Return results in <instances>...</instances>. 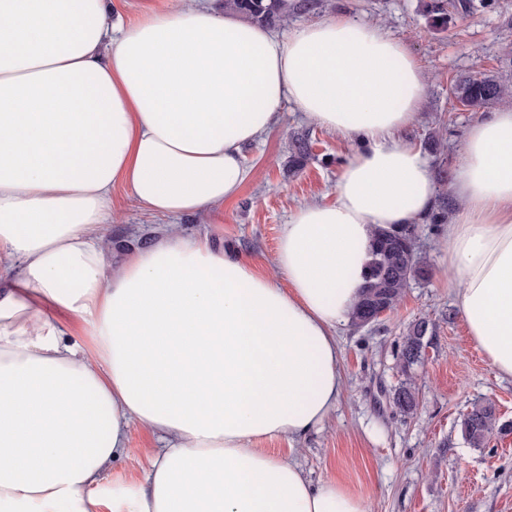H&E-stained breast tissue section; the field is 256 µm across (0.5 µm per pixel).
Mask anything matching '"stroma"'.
Listing matches in <instances>:
<instances>
[{"mask_svg": "<svg viewBox=\"0 0 512 512\" xmlns=\"http://www.w3.org/2000/svg\"><path fill=\"white\" fill-rule=\"evenodd\" d=\"M430 0H318L299 12L279 35L341 11L380 24L402 41L427 75L419 116L400 134L428 160L432 172L456 169L468 127L486 111L458 107L450 96L457 76L489 71L512 78V0H448V24L432 25ZM309 131L311 156L302 170L289 174L287 161L294 131ZM443 132L438 151L425 143ZM354 143L305 120L287 105L281 123L242 154L253 177L239 196L209 220L176 217L188 236L208 237L228 250L270 269L284 224L305 202L333 198L338 174ZM115 213L108 234L118 250L149 242L157 221L129 204L122 187L112 190ZM439 234L419 226L418 252L426 276L411 281L397 306L381 321L365 327L338 328L342 349L343 391L335 411L300 442L296 457L315 484L341 481L349 491L369 498L370 512H512V432L491 436L472 447L461 419L473 403L495 406L500 422L512 424V377L499 375L471 343L455 297L438 276ZM436 324L424 359L414 369L418 405L400 413L394 392L404 377L397 353L409 326L419 318ZM157 436L133 428L126 448L105 468L104 491L136 486L147 460L159 448Z\"/></svg>", "mask_w": 512, "mask_h": 512, "instance_id": "1", "label": "stroma"}]
</instances>
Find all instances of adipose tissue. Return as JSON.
I'll use <instances>...</instances> for the list:
<instances>
[{
    "label": "adipose tissue",
    "instance_id": "adipose-tissue-1",
    "mask_svg": "<svg viewBox=\"0 0 512 512\" xmlns=\"http://www.w3.org/2000/svg\"><path fill=\"white\" fill-rule=\"evenodd\" d=\"M427 75L378 24L288 37L173 0H0V512H369L312 486L296 446L334 410L375 230L421 221L437 186L396 133ZM295 105L358 147L330 202L298 206L268 274L184 235L253 172L244 145ZM168 217L113 262L112 187ZM439 245L473 345L512 377V108L472 125ZM162 446L139 486L99 491L132 426Z\"/></svg>",
    "mask_w": 512,
    "mask_h": 512
}]
</instances>
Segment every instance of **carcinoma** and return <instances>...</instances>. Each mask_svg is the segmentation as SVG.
<instances>
[{
    "instance_id": "cac0c4a2",
    "label": "carcinoma",
    "mask_w": 512,
    "mask_h": 512,
    "mask_svg": "<svg viewBox=\"0 0 512 512\" xmlns=\"http://www.w3.org/2000/svg\"><path fill=\"white\" fill-rule=\"evenodd\" d=\"M314 6L315 3L311 0L304 3H292L290 0H224V10L267 26L284 25L298 11L308 10ZM428 13L433 23L446 24L447 0H431ZM451 93L462 106L476 111L512 102V82L495 72L479 76H459L451 84ZM309 150L310 143L306 135H292L288 170H301L308 158ZM450 206L448 198H441L437 207L427 216V220L434 225L446 223ZM417 240L415 224L395 231H377L370 271L351 316L353 325L365 326L367 318L379 308L393 310L411 280L426 274V270L420 265ZM433 330L434 323L422 318L415 321L403 337L398 362L405 381L396 390L395 404L405 414L413 413L417 407L413 402L416 396L413 368L419 362L421 350L426 347L425 337L433 333ZM461 428L469 444L480 448L493 432L511 431L512 424L499 423L493 405L476 404L464 415Z\"/></svg>"
}]
</instances>
